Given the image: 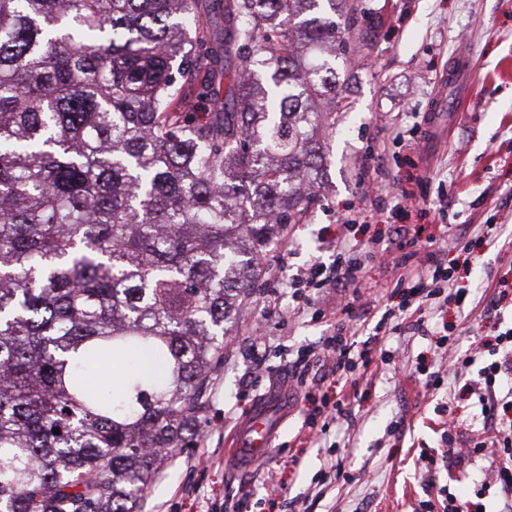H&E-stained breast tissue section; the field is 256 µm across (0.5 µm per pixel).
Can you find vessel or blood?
<instances>
[{
	"label": "vessel or blood",
	"instance_id": "b4317fda",
	"mask_svg": "<svg viewBox=\"0 0 512 512\" xmlns=\"http://www.w3.org/2000/svg\"><path fill=\"white\" fill-rule=\"evenodd\" d=\"M290 406L291 399L285 395L258 401L227 441L226 456L245 466L255 465L267 458Z\"/></svg>",
	"mask_w": 512,
	"mask_h": 512
}]
</instances>
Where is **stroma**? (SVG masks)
I'll use <instances>...</instances> for the list:
<instances>
[{
	"label": "stroma",
	"mask_w": 512,
	"mask_h": 512,
	"mask_svg": "<svg viewBox=\"0 0 512 512\" xmlns=\"http://www.w3.org/2000/svg\"><path fill=\"white\" fill-rule=\"evenodd\" d=\"M360 25L372 37L339 73L349 92L336 115L323 196L306 223L291 226L287 244L268 255L272 281L254 290L224 338V365L210 381L197 436L157 472L141 512H220L225 505L237 512H443L452 492L480 499L482 512L501 508L496 491L477 494L490 478L491 456L447 453L441 439L452 391L465 436L482 433L476 397L460 379L445 378L432 390L425 381L446 368L437 346L444 337L475 356L498 329L512 327V310L485 313L512 269V0H370ZM465 48L475 59L471 90L448 89L445 109L434 112L442 77ZM429 111L434 140L409 147L406 130ZM368 172L378 186L369 194ZM409 186L420 204L393 219ZM351 208L362 217L347 235L350 244L387 251L392 261L364 264L374 291L349 314L346 289L301 296L291 281L312 264L332 263L339 219ZM445 224L466 231V250L438 256L456 266L468 290L464 302L423 305L419 325L386 332L380 346L390 359L371 367L359 394L323 432L309 435L304 421L335 387L289 386L297 407L268 458L248 472L226 462L225 436L258 399L289 385L287 354L319 344L332 313L349 317L357 339H366L400 301L395 261L404 243ZM488 224L496 225L495 237H487ZM257 335L266 345L259 360Z\"/></svg>",
	"instance_id": "obj_1"
}]
</instances>
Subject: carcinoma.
I'll return each mask as SVG.
<instances>
[{
  "instance_id": "cac0c4a2",
  "label": "carcinoma",
  "mask_w": 512,
  "mask_h": 512,
  "mask_svg": "<svg viewBox=\"0 0 512 512\" xmlns=\"http://www.w3.org/2000/svg\"><path fill=\"white\" fill-rule=\"evenodd\" d=\"M366 11L0 0V512H140L267 244L319 198ZM133 354L121 394L83 386Z\"/></svg>"
}]
</instances>
